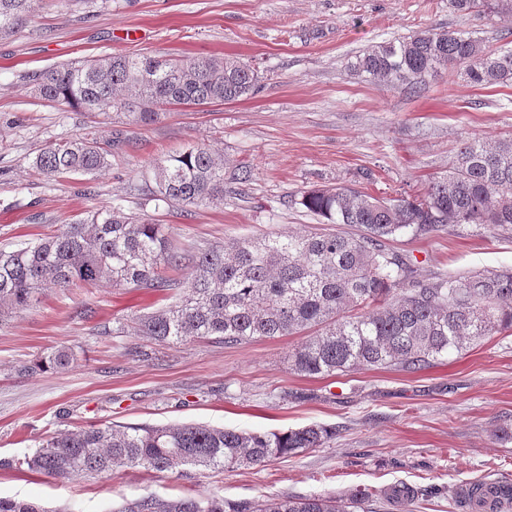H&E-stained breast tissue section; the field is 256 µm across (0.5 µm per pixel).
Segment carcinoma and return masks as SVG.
<instances>
[{
  "instance_id": "carcinoma-1",
  "label": "carcinoma",
  "mask_w": 512,
  "mask_h": 512,
  "mask_svg": "<svg viewBox=\"0 0 512 512\" xmlns=\"http://www.w3.org/2000/svg\"><path fill=\"white\" fill-rule=\"evenodd\" d=\"M37 0H0V36L24 25ZM460 12L500 9L497 0H450ZM353 70L406 91H416L442 70L458 71L477 86L512 85V50L495 52L451 30L421 29L373 46ZM260 77L236 58L173 60L113 54L85 58L27 75L41 99L85 112L152 124L171 105L235 101L251 94ZM112 165V152L76 138L36 155L45 177L91 175ZM156 197L183 206L224 200V158L202 147L154 162ZM300 204L348 230L279 232L201 247L176 255L162 224L104 207L56 233L0 250V321L40 301L50 287L95 285L154 291L184 289L175 303L138 318L135 334L162 345L213 339L239 345L258 338L309 332L289 355L295 371L330 376L362 368L415 371L498 331L512 329V266L466 275L419 278L410 258L394 250L398 235L414 237L456 224L512 228V139L474 136L452 167L412 197L377 198L349 186L304 193ZM185 266L183 278L165 277L158 265ZM73 348L61 345L24 373L67 367ZM336 429L321 425L267 433L200 424L91 425L41 439L31 452L0 462L3 469L53 479L143 467L175 472L186 465L224 469L256 466L321 448ZM502 491L474 481L454 490L456 506L473 512H512V485ZM344 502L312 496L270 504L197 495H148L118 512H350L375 490ZM0 512H45L26 501L0 498Z\"/></svg>"
}]
</instances>
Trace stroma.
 Segmentation results:
<instances>
[{
	"label": "stroma",
	"instance_id": "35a3bbf8",
	"mask_svg": "<svg viewBox=\"0 0 512 512\" xmlns=\"http://www.w3.org/2000/svg\"><path fill=\"white\" fill-rule=\"evenodd\" d=\"M471 34L512 49L497 14L464 13L448 0H39L27 24L0 38V248L12 249L109 206L167 225L186 253L270 232L320 226L304 192L349 185L377 197L417 195L447 170L474 134L512 137V87L483 88L463 75L427 78L414 93L352 72L367 48L423 28ZM240 58L261 76L231 102L171 106L159 122L81 112L35 97L28 73L106 54ZM87 137L112 153L95 175L48 180L32 167L45 147ZM221 155L248 182H225L220 203L183 208L152 200L156 158L191 146ZM394 247L419 275L512 265V231L458 224ZM160 293L103 282L50 288L0 324V460L48 433L99 423H203L273 432L332 427L324 447L250 468H139L55 480L0 469V497L47 512H117L150 494H205L270 502L286 495L348 498L379 490L369 512H460L450 491L512 475V331L488 336L410 372L363 368L304 376L288 354L301 335L227 346L197 340L169 348L148 337L101 335L174 303ZM73 366L22 373L59 345ZM424 489L413 503L392 487Z\"/></svg>",
	"mask_w": 512,
	"mask_h": 512
}]
</instances>
